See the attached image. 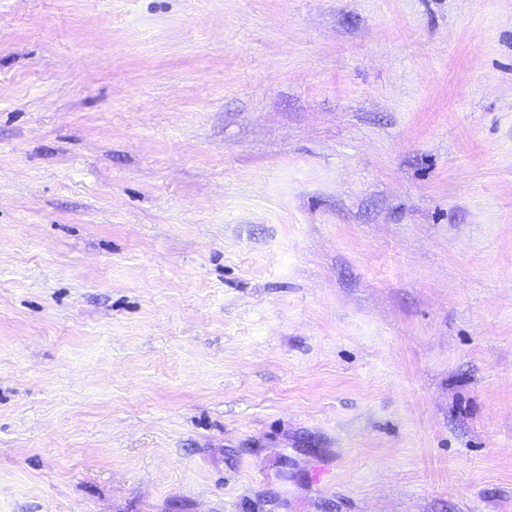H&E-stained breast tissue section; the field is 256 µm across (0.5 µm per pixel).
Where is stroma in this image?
Listing matches in <instances>:
<instances>
[{"instance_id": "35a3bbf8", "label": "stroma", "mask_w": 512, "mask_h": 512, "mask_svg": "<svg viewBox=\"0 0 512 512\" xmlns=\"http://www.w3.org/2000/svg\"><path fill=\"white\" fill-rule=\"evenodd\" d=\"M0 512H512V0H0Z\"/></svg>"}]
</instances>
